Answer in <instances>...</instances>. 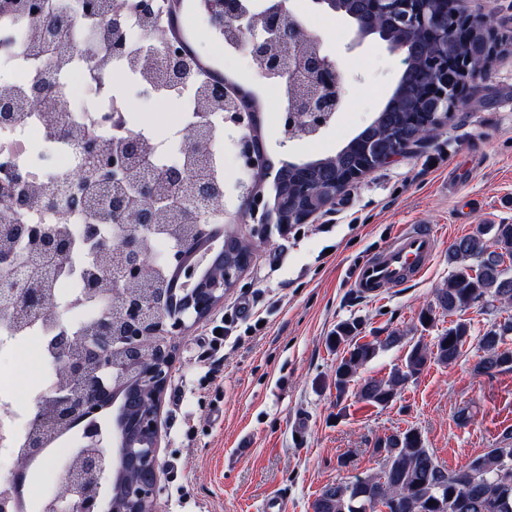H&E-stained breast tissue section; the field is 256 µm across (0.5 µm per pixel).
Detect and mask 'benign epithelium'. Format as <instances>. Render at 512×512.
<instances>
[{
	"label": "benign epithelium",
	"mask_w": 512,
	"mask_h": 512,
	"mask_svg": "<svg viewBox=\"0 0 512 512\" xmlns=\"http://www.w3.org/2000/svg\"><path fill=\"white\" fill-rule=\"evenodd\" d=\"M172 0H138L136 19L117 11L109 17L112 33L123 36L131 22L144 28L155 19L171 22ZM288 0H270L268 6L254 12L248 0H198L211 25L224 35L225 44L244 51L269 82L284 92L281 122L287 138L315 136L331 122L342 102L345 75L342 65L325 54L320 38L308 33L288 11ZM374 13L400 12L401 28L418 31L432 39L448 40L442 16L427 12V0H371ZM454 28L461 36L481 28L496 32L490 21L471 19L467 0H449ZM297 45L303 52L283 57L275 48ZM167 60L172 68L196 67L195 53L171 43ZM452 66L463 67L461 60L444 52L431 62L432 81L428 98L434 107L422 121L413 141L402 151L389 156L385 163L408 153L412 147L427 144L434 131L442 127L435 113L448 104L446 75ZM207 82L215 95L224 100V125L236 130L237 156L249 180L238 184L234 209H224V223L251 224L245 256L224 261L223 231L211 233L209 249L200 252L201 239L183 244L168 255L166 264L177 268L184 298L176 301L174 290L167 288L144 304L128 298L121 302L103 287L99 279L87 280V292L95 294L108 312H119L124 324L125 347L121 362L113 352V321L102 317L91 322L89 343L83 352L74 353L67 336L63 313L55 295L58 272L72 263L73 244L50 234L41 224H10L5 228L7 244L0 247V314L14 323L42 318L52 322L56 336L52 341L54 360L65 370L70 381L66 391L41 397L29 416L31 428L26 455L36 457L59 435L80 421L86 423L82 445L74 455L66 475L67 491L45 503L42 512H158L160 461L165 421L163 399L172 380L176 362V341L194 324L209 318L224 302V292L236 286L251 264L257 247L265 243L270 226L281 231L290 224H305L313 216L329 211L336 203L332 189L302 182L293 195L301 198L292 203L288 185L277 172L272 156L257 133L256 112L243 108L212 72ZM220 130L207 122L192 129L189 140L196 145L207 140L218 142ZM141 142L131 136L112 141V180L115 188L129 191L148 201L133 216L131 228L119 242L99 235L98 226L89 224L85 243L99 256L117 255L118 275L127 281L142 278L153 262L146 247V237L156 231L158 207L155 197L157 176L168 179L177 189L174 202L164 207L168 218L177 225L195 229L207 223L209 214L223 197L201 177L189 162L188 147L182 157L167 168L153 167L149 156L140 149ZM78 166L69 188L45 202L48 209L60 203L86 210L95 200L115 208L114 197H98L90 192L98 185L104 166L98 146L80 141ZM28 185L18 179L9 192L0 197V205L13 209L29 207ZM126 375L135 377L140 405L130 415L113 410L112 451L102 447L104 432L101 411L116 405L112 387Z\"/></svg>",
	"instance_id": "benign-epithelium-1"
}]
</instances>
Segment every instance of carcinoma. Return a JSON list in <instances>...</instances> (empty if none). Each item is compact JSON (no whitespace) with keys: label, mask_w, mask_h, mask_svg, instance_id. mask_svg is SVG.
Returning <instances> with one entry per match:
<instances>
[{"label":"carcinoma","mask_w":512,"mask_h":512,"mask_svg":"<svg viewBox=\"0 0 512 512\" xmlns=\"http://www.w3.org/2000/svg\"><path fill=\"white\" fill-rule=\"evenodd\" d=\"M9 8L32 22L31 39L37 50L53 62L54 70L52 75L21 89L0 92V98L12 102L21 115L39 99L61 104L69 92L70 79L59 81L57 77L67 71L72 61L73 19L50 10L36 12L29 0H14ZM77 8L80 18L91 20L112 34L104 15L119 8L118 0H105L100 13L84 11L83 0H78ZM336 12L367 30L371 28L367 0H337ZM384 35L403 47L405 65L387 104L335 155L311 160L303 167H289L288 185L300 179L333 181L336 195L343 194L351 186V174H365L381 167L379 158L403 147L415 136L414 119L421 116L428 104L430 57L446 50L468 61L465 74L448 70V86L452 88L465 78H481L491 60L490 46L480 33L466 40L450 38L446 44L434 43L419 33L404 35L386 22ZM154 80L160 94L173 95L181 85L192 83L198 102L207 97V83L195 71L181 72L165 66L156 72ZM448 264L453 267L448 281L436 290V309L442 314L452 316L475 305L489 311L512 306V224H489L483 232L455 240L448 249ZM356 332V323L345 322L338 325L333 337L336 346L347 347L334 371V385L340 395L379 352L399 345L408 347L403 367L386 379L368 378L356 387L359 400L380 407L392 402L405 383L420 375L427 364L456 361L469 338V327L461 321L435 337L431 344L422 336L410 342L400 332L380 341L360 343ZM511 335V316L492 324L480 336V355L474 372L493 376L511 371L512 349L506 344V337ZM377 450L384 454L383 470L325 486L312 503L313 512H512V477L496 478L512 470L509 431L502 432L494 447L453 471L426 448L421 433L414 428L386 436Z\"/></svg>","instance_id":"carcinoma-1"}]
</instances>
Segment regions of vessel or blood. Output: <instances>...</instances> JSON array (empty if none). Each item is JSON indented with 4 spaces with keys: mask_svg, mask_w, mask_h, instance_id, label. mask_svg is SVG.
<instances>
[{
    "mask_svg": "<svg viewBox=\"0 0 512 512\" xmlns=\"http://www.w3.org/2000/svg\"><path fill=\"white\" fill-rule=\"evenodd\" d=\"M438 252V238L427 226L404 225L389 242L357 264L351 283L364 297L376 298L385 288L419 281Z\"/></svg>",
    "mask_w": 512,
    "mask_h": 512,
    "instance_id": "vessel-or-blood-1",
    "label": "vessel or blood"
}]
</instances>
